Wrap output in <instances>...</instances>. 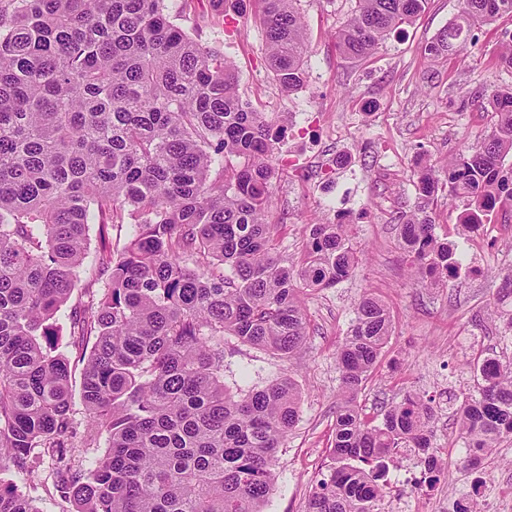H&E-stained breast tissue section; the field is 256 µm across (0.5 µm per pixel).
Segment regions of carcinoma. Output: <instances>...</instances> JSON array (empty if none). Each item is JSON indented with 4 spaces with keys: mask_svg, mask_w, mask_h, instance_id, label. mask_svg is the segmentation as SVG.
<instances>
[{
    "mask_svg": "<svg viewBox=\"0 0 512 512\" xmlns=\"http://www.w3.org/2000/svg\"><path fill=\"white\" fill-rule=\"evenodd\" d=\"M301 0H254L270 69L303 87ZM336 33L347 59L371 57L429 0H354ZM512 0H460L426 48L437 60L472 43ZM493 125L448 162L461 223L512 208V90L488 101ZM274 125L238 92L235 68L164 13L163 0H0V472L55 463L76 512H262L275 458L299 417L287 377L232 394L224 337L292 358L309 325L301 295L351 276L363 250L349 225H307L296 269L275 251L270 205ZM439 182L423 167L416 189ZM101 247L84 267L89 218ZM399 245L427 286L458 277L461 254L420 210L399 217ZM130 223L117 253L109 230ZM81 299L60 312L79 278ZM385 304L362 296L339 348L332 466L306 512H379L399 448H431V401L408 394L364 419L357 395L391 334ZM82 349L86 463L69 455L71 368ZM478 395L448 396L466 461L512 439V358L477 365ZM0 512H39L0 477Z\"/></svg>",
    "mask_w": 512,
    "mask_h": 512,
    "instance_id": "obj_1",
    "label": "carcinoma"
}]
</instances>
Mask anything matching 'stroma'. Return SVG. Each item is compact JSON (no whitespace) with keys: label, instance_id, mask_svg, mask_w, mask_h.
I'll return each instance as SVG.
<instances>
[{"label":"stroma","instance_id":"stroma-1","mask_svg":"<svg viewBox=\"0 0 512 512\" xmlns=\"http://www.w3.org/2000/svg\"><path fill=\"white\" fill-rule=\"evenodd\" d=\"M172 19L201 45L231 61L239 94L268 118L287 125L274 150L272 226L279 254L301 267L305 227L344 216L366 259L355 275L335 287L304 296L310 334L298 359L224 339V385L229 391L262 388L289 377L300 396L299 419L277 452L276 481L264 512H305L312 488L328 473L340 372L337 351L363 293L390 311L392 333L376 370L358 394L363 415L379 418L404 395L439 398L442 391L476 394L477 362L512 357V338L503 335L497 314H512V298L499 295L512 272V210L496 211L480 235H466L462 203H449L439 190L427 213L436 235L456 243L472 273L447 284L420 287L410 259L399 247L400 212L417 208L419 167L448 178V160L489 131V97L512 86V69L499 66L504 32L512 17L498 18L477 34L466 52L431 60L425 46L448 26L458 0H430L425 14L392 33L370 58L345 59L336 33L352 0H302L308 43V81L284 93L269 68L265 37L250 11L231 0H164ZM432 446L443 464L432 488L394 487L391 498L412 502L415 512H448L470 488L463 468L458 424L451 411L435 415ZM490 493L477 500L479 512H496L512 498V440L491 456ZM22 493L41 512H74L56 486L50 462L31 480L9 469Z\"/></svg>","mask_w":512,"mask_h":512}]
</instances>
